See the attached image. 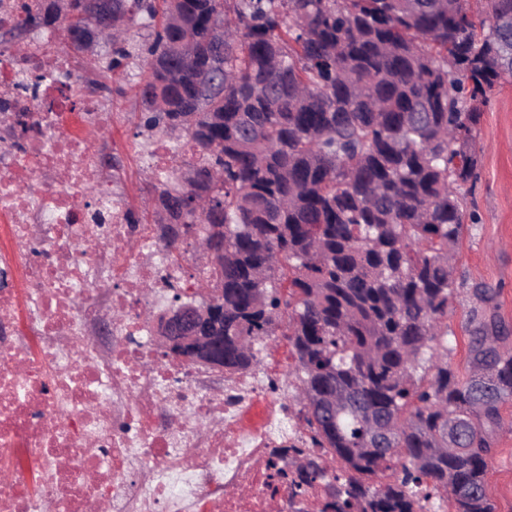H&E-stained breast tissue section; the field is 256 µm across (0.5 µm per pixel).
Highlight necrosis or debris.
Instances as JSON below:
<instances>
[{
	"label": "necrosis or debris",
	"mask_w": 512,
	"mask_h": 512,
	"mask_svg": "<svg viewBox=\"0 0 512 512\" xmlns=\"http://www.w3.org/2000/svg\"><path fill=\"white\" fill-rule=\"evenodd\" d=\"M0 512H307L323 487H270L273 449L304 446L280 362L225 377L156 361L143 311L201 282L156 225L126 219L88 128L119 120L74 83L52 35L0 47Z\"/></svg>",
	"instance_id": "necrosis-or-debris-1"
}]
</instances>
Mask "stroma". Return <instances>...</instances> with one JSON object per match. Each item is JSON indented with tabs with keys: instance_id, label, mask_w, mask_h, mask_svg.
<instances>
[{
	"instance_id": "obj_1",
	"label": "stroma",
	"mask_w": 512,
	"mask_h": 512,
	"mask_svg": "<svg viewBox=\"0 0 512 512\" xmlns=\"http://www.w3.org/2000/svg\"><path fill=\"white\" fill-rule=\"evenodd\" d=\"M128 39L133 51L126 67L112 72H80L83 82L95 83L113 110L124 115L112 131L111 147H104L99 138L90 142L91 148L100 153L107 175L112 172L114 150L134 138L143 110L134 84L147 34L135 29ZM475 149L479 157L478 179L473 189L465 193L471 218L464 225L456 250L457 291L448 309V362L459 371L465 368L463 322L474 303V285L498 288L499 312L512 322V79L501 81L492 92L478 127ZM502 415L504 425L497 437V452L489 464L487 485L495 512H512V403L504 405Z\"/></svg>"
}]
</instances>
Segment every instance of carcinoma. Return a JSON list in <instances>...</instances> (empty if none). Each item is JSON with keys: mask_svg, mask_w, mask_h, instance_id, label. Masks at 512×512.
I'll list each match as a JSON object with an SVG mask.
<instances>
[{"mask_svg": "<svg viewBox=\"0 0 512 512\" xmlns=\"http://www.w3.org/2000/svg\"><path fill=\"white\" fill-rule=\"evenodd\" d=\"M20 0L8 32L50 21ZM512 0H114L121 36L90 69L131 57L150 31L137 82L140 126L180 133L193 155L158 180V224L224 239V371L258 364L254 345L288 339V377L308 444L276 451L306 468L293 495L320 484L312 512H494L487 469L512 400V324L499 291L478 284L466 314V371L448 365V303L478 178L474 132L499 81ZM224 25V96L200 86ZM203 193L207 207L192 205ZM346 393L332 413L304 397ZM456 421V446L448 422ZM390 423L385 447L372 423Z\"/></svg>", "mask_w": 512, "mask_h": 512, "instance_id": "1", "label": "carcinoma"}]
</instances>
